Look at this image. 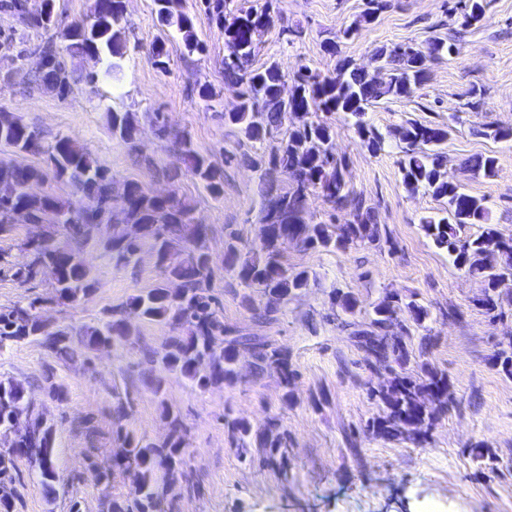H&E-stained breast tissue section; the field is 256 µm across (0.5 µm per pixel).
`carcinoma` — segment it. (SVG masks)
<instances>
[{
  "instance_id": "obj_1",
  "label": "carcinoma",
  "mask_w": 512,
  "mask_h": 512,
  "mask_svg": "<svg viewBox=\"0 0 512 512\" xmlns=\"http://www.w3.org/2000/svg\"><path fill=\"white\" fill-rule=\"evenodd\" d=\"M277 2L264 0L261 7L244 10L234 0H201L204 11L223 29L224 42L238 59L236 63L223 62L224 83L234 90L237 99L234 108L224 113V124L237 128L252 143L270 144L266 154L243 156L259 172L262 216L256 246L244 254L236 238L224 241V261L235 270L239 284L257 288L266 297L264 309L255 314V319L265 325L274 323L288 299L310 285L308 271L292 268L283 260L288 246L330 251L375 245L381 240L373 208L347 186V167L336 153V126L321 119L320 114H343L367 148L376 153L382 149L385 137L366 120L369 109L385 98L412 97L427 82L434 63L459 54L455 43L440 36L432 38L424 49L407 44L382 46L374 54L387 74L380 83L373 82L365 68L346 59L330 74L302 65L292 75L295 94L284 109L277 100L285 78L278 65L271 62L261 70L251 68L260 50L257 33L274 23L279 13ZM154 3L159 24L181 35L187 53L204 52L193 19L181 10L179 0ZM489 4L490 0H464L465 23L471 26L480 22ZM15 7L27 27L47 30L58 25L52 12L33 15L21 3ZM123 11V0H96L90 26L75 24L63 32L69 53L87 57L102 65L101 69L76 78L67 72L60 50L48 44L42 50L47 64L39 71L38 79L65 95L79 80L94 82L122 71L128 53L119 26ZM295 108L303 110V115L281 132L285 113ZM110 121L113 135L128 144L136 143L140 129L133 113L112 112ZM157 131L164 137L171 135L164 125L157 126ZM397 135L402 143L400 165L405 190L411 195L424 191L446 200L444 216L424 219L423 231L438 248L448 252L458 270L481 279L483 289L474 299V306L492 320L504 317L506 309L512 307V293L505 288V282L512 281V238L501 237L489 224L485 198L448 182L442 152V145L448 141V127L411 122ZM173 143L203 188L212 196L222 195L221 168L201 156L187 136L175 135ZM0 148L45 153L50 165L46 171L0 161V238L14 232L8 212L17 208L48 229L61 221L70 227L68 245L58 243L50 232L41 242L26 241L33 259L28 267L14 271L18 281H32L38 267L48 265L57 271L53 285L57 301L73 303L88 295L94 278L80 249L97 238L98 224L112 225V235L104 242L112 263L126 266L146 249L163 269L161 283L113 308L102 326L86 329L90 345L107 347L125 339L138 323L165 322L178 333L168 337L162 351L146 350L149 361L161 369L182 374L200 389L233 384L239 377L238 354L248 350L253 375H276L284 390L283 398L290 396L297 371L288 350L268 336L224 324L220 302L212 293L207 226L196 221L191 204L174 195L156 196L135 181L116 185L108 169L91 152L68 137L43 146L41 133L12 112H0ZM464 167L491 177L496 171V158L478 154L467 159ZM50 176L70 186L71 198L28 192L31 182H44ZM311 192L319 193L332 210L348 212L350 220L344 224L314 222L307 208ZM467 224H483L485 228L475 238L463 237L460 231ZM332 295L343 312L355 314L358 301L353 295L339 290ZM39 305L40 301L33 300L25 307L0 309V349L10 342L39 337L57 355L69 354L70 333L47 329ZM404 316L420 326L429 312L413 300L388 292L373 307L365 328H357L351 335L363 350L368 369L373 373L383 370L388 375L383 387L372 390L383 415L369 428L389 440L422 446L436 423L459 401L446 374L426 363L417 376L406 370L411 336L407 330L400 335L391 331ZM494 366L512 377V338L498 343ZM24 408V385L0 380V428H7L12 415ZM163 414L169 421V433L157 443H142L122 425L129 416L128 407L117 406L116 433L123 440V452L112 459V470L132 473L135 487L132 496L112 499L110 512H157L160 500L185 478L187 428L169 406H163ZM224 426L233 440L250 439L268 449L271 460L286 447L287 433L276 420L255 430L247 420L226 414ZM17 457L39 461L41 484L47 492H54L52 428L43 418L28 419L15 447L0 452V508L4 512L10 509L7 488L13 481Z\"/></svg>"
}]
</instances>
